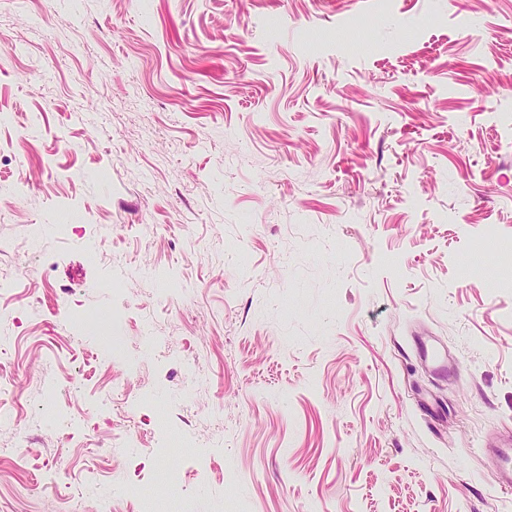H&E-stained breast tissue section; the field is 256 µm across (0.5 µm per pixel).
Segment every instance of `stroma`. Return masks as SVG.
<instances>
[{"instance_id": "1", "label": "stroma", "mask_w": 512, "mask_h": 512, "mask_svg": "<svg viewBox=\"0 0 512 512\" xmlns=\"http://www.w3.org/2000/svg\"><path fill=\"white\" fill-rule=\"evenodd\" d=\"M1 261L0 512H512V0H0ZM493 466L501 489L512 492V445L509 440L500 448H493Z\"/></svg>"}]
</instances>
